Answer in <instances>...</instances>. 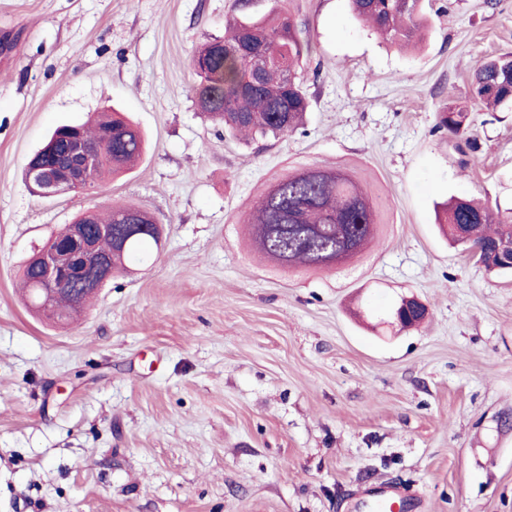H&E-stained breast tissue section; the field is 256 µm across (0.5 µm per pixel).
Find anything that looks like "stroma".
Returning <instances> with one entry per match:
<instances>
[{
    "instance_id": "obj_1",
    "label": "stroma",
    "mask_w": 512,
    "mask_h": 512,
    "mask_svg": "<svg viewBox=\"0 0 512 512\" xmlns=\"http://www.w3.org/2000/svg\"><path fill=\"white\" fill-rule=\"evenodd\" d=\"M274 0H0V512H512V275L449 245L453 195L512 205V111L478 112L477 150L436 133L482 59L512 52V0H423L403 50L348 0H291L312 51L304 126L243 143L199 112L189 59ZM111 109L143 161L44 198L24 170L58 126ZM292 162H351L390 201L346 272L288 276L240 217ZM119 201L164 246L65 324L22 291L28 258ZM416 329L374 324L400 297Z\"/></svg>"
}]
</instances>
